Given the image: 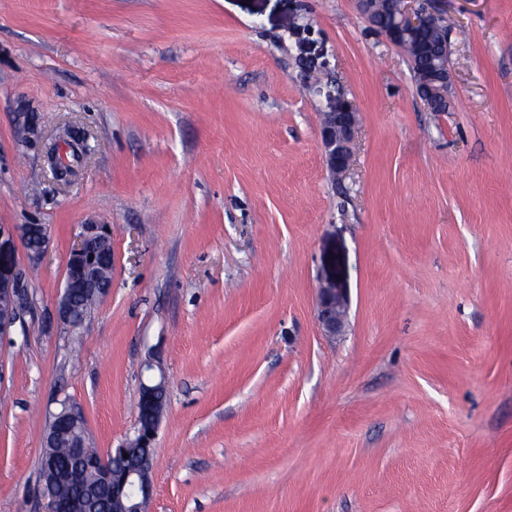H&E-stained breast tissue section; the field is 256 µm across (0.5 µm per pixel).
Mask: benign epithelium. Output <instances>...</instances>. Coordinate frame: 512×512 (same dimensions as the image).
Returning a JSON list of instances; mask_svg holds the SVG:
<instances>
[{"mask_svg":"<svg viewBox=\"0 0 512 512\" xmlns=\"http://www.w3.org/2000/svg\"><path fill=\"white\" fill-rule=\"evenodd\" d=\"M398 26L379 27L377 31L387 41L400 46L402 31L423 30L442 21L441 14L427 8L424 0H398ZM359 130L356 107L343 96L334 99L328 111L322 113L320 143L325 162L332 177L341 182L352 165V147ZM21 242L30 262H42L49 243L47 229L42 224L0 225V337L8 336L17 322L33 309V295L25 283L16 256V242ZM112 242L106 224H84L82 233L71 249L66 265L64 289L57 304L56 317L63 324L77 330L84 321L72 310L69 288L71 270L76 265L91 267V258L98 253V244ZM349 307V287L342 273L336 270V253L324 257L318 288L316 319L325 336L342 333ZM166 387L165 374H159L158 382H141L139 404L152 409V420L146 426L137 425L134 438L123 447L115 448L110 458L98 460L81 455L83 468L97 469V483L108 486L112 496V512H142L153 495L151 473L154 462L152 443L157 434L161 413L155 406L158 391Z\"/></svg>","mask_w":512,"mask_h":512,"instance_id":"7a95c632","label":"benign epithelium"}]
</instances>
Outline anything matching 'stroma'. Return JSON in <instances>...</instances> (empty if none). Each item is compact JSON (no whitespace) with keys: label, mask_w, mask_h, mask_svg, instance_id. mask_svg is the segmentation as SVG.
Segmentation results:
<instances>
[{"label":"stroma","mask_w":512,"mask_h":512,"mask_svg":"<svg viewBox=\"0 0 512 512\" xmlns=\"http://www.w3.org/2000/svg\"><path fill=\"white\" fill-rule=\"evenodd\" d=\"M447 2L433 112L355 0H0V224L49 233L0 339V512H47L61 400L100 454L133 435L149 359L148 512H512V0ZM335 90L361 119L341 188ZM67 125L88 151L64 184ZM88 222L112 290L75 331L55 306ZM349 301L347 280L336 270V252H328L324 257L316 304V319L323 335L342 333Z\"/></svg>","instance_id":"stroma-1"}]
</instances>
